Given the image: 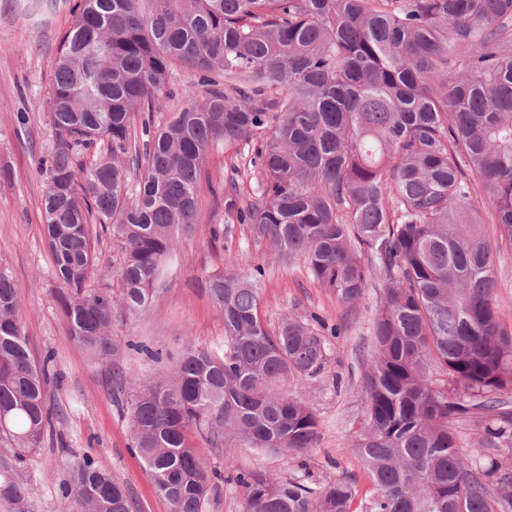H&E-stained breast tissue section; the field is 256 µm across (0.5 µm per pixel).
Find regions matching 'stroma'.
Segmentation results:
<instances>
[{
  "label": "stroma",
  "mask_w": 512,
  "mask_h": 512,
  "mask_svg": "<svg viewBox=\"0 0 512 512\" xmlns=\"http://www.w3.org/2000/svg\"><path fill=\"white\" fill-rule=\"evenodd\" d=\"M73 14L56 0L46 18L30 15L28 0H0V263L10 271L20 315L35 362L53 355L57 381L47 386L53 427L28 468L23 512H59L60 483L69 465L92 457L125 487L133 512H171L155 491L133 451L130 399L146 379L167 372L187 341L209 348L224 345V316L208 292L210 274L223 271V242L211 229L224 221L223 187L238 178L243 198H257L260 180L248 145L210 150L198 185L200 219L177 237L176 259L150 305L136 314L112 310L114 352L110 364L93 361L69 335L54 296L52 256L43 230L46 188L38 160L52 143L47 100L62 35ZM240 270L263 266L261 311L270 324L283 314L320 315L341 327L333 338L335 358L319 377L297 383L299 395L316 411L320 439L315 448L284 456L223 436L192 435L207 464L221 475L204 512H244L238 474L263 470L317 488L326 480H351L357 495L351 512H367L375 487L348 447L353 419L361 409L360 383L373 352L377 286L353 306L338 303L308 273L303 260L281 263L252 245L235 225Z\"/></svg>",
  "instance_id": "35a3bbf8"
}]
</instances>
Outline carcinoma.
I'll use <instances>...</instances> for the list:
<instances>
[{"instance_id":"obj_1","label":"carcinoma","mask_w":512,"mask_h":512,"mask_svg":"<svg viewBox=\"0 0 512 512\" xmlns=\"http://www.w3.org/2000/svg\"><path fill=\"white\" fill-rule=\"evenodd\" d=\"M48 98L53 144L40 159L44 235L70 336L106 361L112 295L98 276L90 225L120 243L122 307L152 300L199 219L210 147L258 132L261 194L224 185V212L254 246L301 258L342 305L381 284L375 354L348 447L376 496L370 512H512V330L500 321L493 257L512 248V0H77ZM459 73L448 83V56ZM199 73L169 121L175 63ZM147 112L141 136L133 114ZM93 155L85 164L83 158ZM496 224L488 237L465 172ZM209 293L224 348L188 342L165 376L131 403L134 447L171 512H203L215 473L191 429L257 448L315 447L319 420L291 386L334 356L317 315L260 313L264 270L238 271L232 228ZM47 355L36 365L16 285L0 264V502L23 506L21 466L50 425ZM498 449L468 458L460 423ZM245 512H350L355 489H317L241 473ZM62 512H133L123 485L85 457L62 482Z\"/></svg>"}]
</instances>
